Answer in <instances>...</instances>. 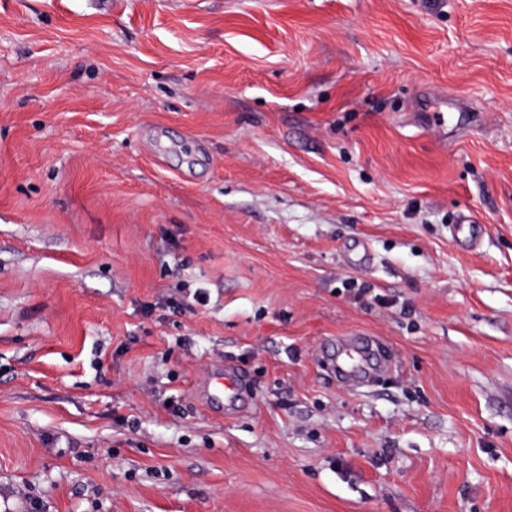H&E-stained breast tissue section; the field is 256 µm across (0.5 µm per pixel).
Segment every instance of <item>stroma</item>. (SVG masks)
Wrapping results in <instances>:
<instances>
[{
    "mask_svg": "<svg viewBox=\"0 0 512 512\" xmlns=\"http://www.w3.org/2000/svg\"><path fill=\"white\" fill-rule=\"evenodd\" d=\"M34 501L512 512V0H0V512Z\"/></svg>",
    "mask_w": 512,
    "mask_h": 512,
    "instance_id": "stroma-1",
    "label": "stroma"
}]
</instances>
